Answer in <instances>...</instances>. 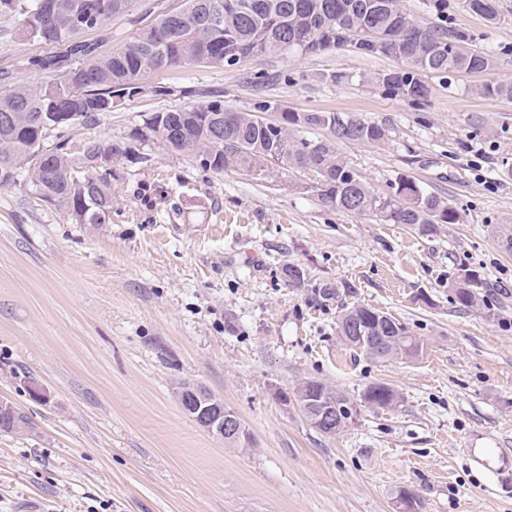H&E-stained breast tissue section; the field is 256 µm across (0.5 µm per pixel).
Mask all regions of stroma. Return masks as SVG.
I'll list each match as a JSON object with an SVG mask.
<instances>
[{
	"label": "stroma",
	"mask_w": 512,
	"mask_h": 512,
	"mask_svg": "<svg viewBox=\"0 0 512 512\" xmlns=\"http://www.w3.org/2000/svg\"><path fill=\"white\" fill-rule=\"evenodd\" d=\"M450 29L494 52L490 73L429 79L414 102L375 86L391 60L350 50L254 57L220 69L154 73L170 86L116 102L71 145L95 135L131 143L146 115L222 100L253 112H346L385 125L384 143H339L345 161L389 192L399 177L448 199L460 221L421 236L403 224L323 207L312 172L258 179L218 173L160 143L112 161V221L74 224L52 205L0 186V400L33 427L0 432V512H395L399 489L419 512H512V252L493 225L512 222V0L494 22L447 0ZM40 44L0 41V69L21 82ZM193 89L192 98L177 94ZM301 267L302 286L282 267ZM483 284L479 308L448 284ZM337 285L325 302L315 289ZM366 305L424 344L414 359L354 352L341 306ZM316 379L358 403L354 424L326 435L293 400ZM205 384L232 407L244 448L199 427L177 397ZM390 387L395 406L362 405ZM457 275L449 288H452L456 302L464 308H475L483 301L480 288H483L482 282L472 273Z\"/></svg>",
	"instance_id": "35a3bbf8"
}]
</instances>
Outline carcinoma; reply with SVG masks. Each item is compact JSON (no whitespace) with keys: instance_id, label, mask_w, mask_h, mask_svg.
Returning <instances> with one entry per match:
<instances>
[{"instance_id":"obj_1","label":"carcinoma","mask_w":512,"mask_h":512,"mask_svg":"<svg viewBox=\"0 0 512 512\" xmlns=\"http://www.w3.org/2000/svg\"><path fill=\"white\" fill-rule=\"evenodd\" d=\"M174 8L152 10L136 0H0V35L39 42L50 51L27 59V68L57 72L52 83L13 81L0 72V186L19 187L51 204L77 224L112 223V157L126 149L90 136L71 149L66 129L90 126L112 111L116 101L134 100L147 92L146 76L195 64L222 68L233 54L257 48L260 55H319L347 49L352 40L374 39L373 57L396 63L372 77L385 93L419 102L428 97V76L490 72L494 54L468 47L466 35L420 20L403 11L400 0H231L235 6L221 21H206L211 0H181ZM493 0H463V7L491 21ZM128 16L136 29L112 45V18ZM96 37H89L91 33ZM485 96L512 98V85L487 82ZM226 112L213 100L154 112L133 132L141 143L159 142L201 158L210 169L250 171L285 156L288 167L316 174L318 199L327 208L365 216L387 224H405L422 236L437 233L440 224H456L459 214L448 200L402 177L389 193L376 191L338 152L345 137L379 144L388 128L352 113L286 112L278 127L257 124L238 112L215 132L214 117ZM324 129L322 139L305 136ZM55 138L52 148L45 141ZM450 288L456 302L475 308L482 302V282L471 273L457 275ZM339 334L353 350L367 354L361 336L383 333L398 338V353L422 351L420 340L396 318L363 305L343 309ZM303 384L342 405L348 397L327 384ZM397 394L373 385L363 402L388 408Z\"/></svg>"}]
</instances>
